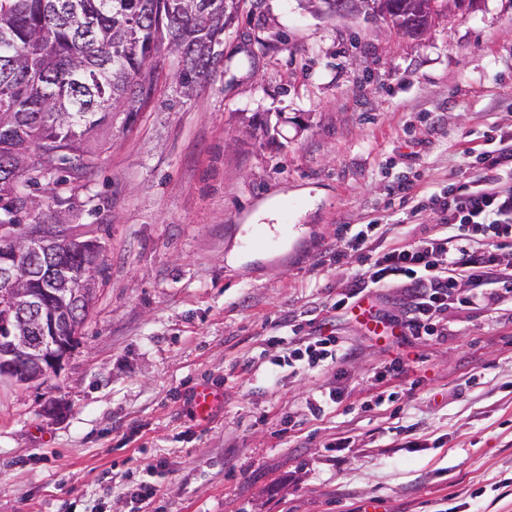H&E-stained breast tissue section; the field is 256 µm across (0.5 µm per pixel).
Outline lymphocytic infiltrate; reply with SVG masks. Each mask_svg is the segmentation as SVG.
<instances>
[{
  "mask_svg": "<svg viewBox=\"0 0 512 512\" xmlns=\"http://www.w3.org/2000/svg\"><path fill=\"white\" fill-rule=\"evenodd\" d=\"M474 173L464 185L427 193L426 199L446 236L421 237L366 254V271L357 272L338 293L336 310H348L372 290L405 283L411 304L395 321L400 341L434 336L438 318L448 305H490L512 298V275L499 271L501 250L512 246V132L490 127ZM340 344L332 333L316 331L289 350L292 361L317 371L335 363Z\"/></svg>",
  "mask_w": 512,
  "mask_h": 512,
  "instance_id": "f902f5d3",
  "label": "lymphocytic infiltrate"
}]
</instances>
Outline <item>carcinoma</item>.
Here are the masks:
<instances>
[{"label":"carcinoma","instance_id":"1","mask_svg":"<svg viewBox=\"0 0 512 512\" xmlns=\"http://www.w3.org/2000/svg\"><path fill=\"white\" fill-rule=\"evenodd\" d=\"M245 0H0V210L26 207L12 192L38 189L33 170L77 180L97 167L89 136L115 112L136 121L154 94L162 52L174 57L180 94L193 96L224 70V32ZM57 151L53 165L43 153ZM83 251L58 247L37 266L32 288L52 268L78 269Z\"/></svg>","mask_w":512,"mask_h":512}]
</instances>
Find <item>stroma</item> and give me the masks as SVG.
<instances>
[{
    "label": "stroma",
    "mask_w": 512,
    "mask_h": 512,
    "mask_svg": "<svg viewBox=\"0 0 512 512\" xmlns=\"http://www.w3.org/2000/svg\"><path fill=\"white\" fill-rule=\"evenodd\" d=\"M223 49L194 97L166 79L130 129L114 114L97 168L23 216L98 241L103 272L63 368L0 382V512H512V302L409 345L331 307L359 266L334 258L342 226L377 225L372 249L445 234L394 186L466 182L467 148L512 126V0L421 38L260 0ZM254 121L270 137L240 138ZM315 323L341 359L269 376L265 337ZM202 385L224 395L205 420Z\"/></svg>",
    "instance_id": "stroma-1"
}]
</instances>
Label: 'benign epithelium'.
Here are the masks:
<instances>
[{
    "mask_svg": "<svg viewBox=\"0 0 512 512\" xmlns=\"http://www.w3.org/2000/svg\"><path fill=\"white\" fill-rule=\"evenodd\" d=\"M480 2L448 0V6L442 7L436 0H412L407 13L423 18L424 23L408 33L419 37L426 33L434 17L464 5L475 7ZM309 4L320 15L357 17L367 0H309ZM0 242L10 245L9 253L0 258V330L5 333L0 340V382L29 386L59 371L75 350L79 336L65 324L69 318L66 305L94 303L97 280L87 278V274L98 272L100 257L93 251L81 270H59L49 288H19V268L30 270L31 263L51 258L59 239L47 232L45 224H14L7 214L0 219Z\"/></svg>",
    "mask_w": 512,
    "mask_h": 512,
    "instance_id": "1",
    "label": "benign epithelium"
}]
</instances>
